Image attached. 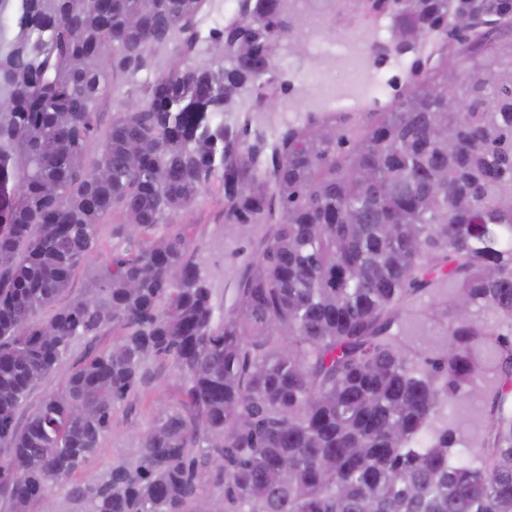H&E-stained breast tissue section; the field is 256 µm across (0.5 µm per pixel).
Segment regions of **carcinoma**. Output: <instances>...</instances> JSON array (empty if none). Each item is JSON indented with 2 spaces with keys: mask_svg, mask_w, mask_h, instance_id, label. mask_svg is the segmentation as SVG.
<instances>
[{
  "mask_svg": "<svg viewBox=\"0 0 512 512\" xmlns=\"http://www.w3.org/2000/svg\"><path fill=\"white\" fill-rule=\"evenodd\" d=\"M209 2H0V512H40L57 487L71 512H512V64L440 111L448 39L494 48L512 0H359L391 20L390 51L418 53L412 90L271 140L250 129L268 111L251 90L301 40L291 0H249L204 34ZM141 72L143 95L110 96ZM215 191L225 244L258 240L228 307L177 227ZM103 224L107 257L60 304ZM458 294L467 320L448 313ZM164 373L176 402L78 478ZM475 389L473 439L448 404Z\"/></svg>",
  "mask_w": 512,
  "mask_h": 512,
  "instance_id": "cac0c4a2",
  "label": "carcinoma"
}]
</instances>
